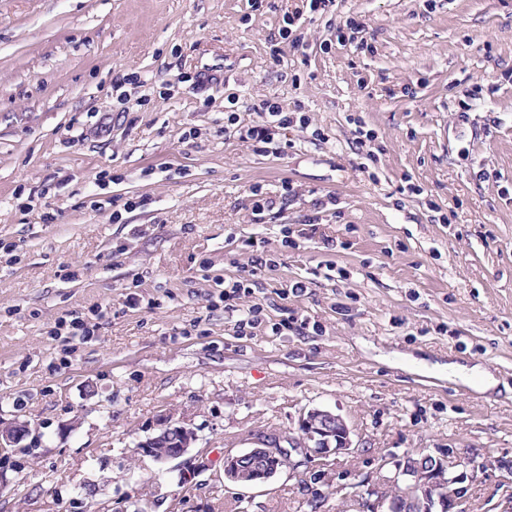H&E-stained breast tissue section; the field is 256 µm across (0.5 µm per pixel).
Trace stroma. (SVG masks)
<instances>
[{
	"label": "stroma",
	"instance_id": "obj_1",
	"mask_svg": "<svg viewBox=\"0 0 512 512\" xmlns=\"http://www.w3.org/2000/svg\"><path fill=\"white\" fill-rule=\"evenodd\" d=\"M351 20L361 41L339 44ZM264 99L323 139L294 127L258 153L225 132L229 111L266 124ZM357 117L377 135L367 169ZM286 182L287 204L255 214ZM251 268L252 294L211 309ZM244 302L263 309L250 336ZM62 318L93 336L54 335ZM313 408L344 418L353 450L225 481L221 451L287 446ZM162 413L196 432L178 461L193 480L137 452ZM15 421L31 433L0 452V512H366L351 488L417 448L467 472L466 512H502L512 0H0V424Z\"/></svg>",
	"mask_w": 512,
	"mask_h": 512
}]
</instances>
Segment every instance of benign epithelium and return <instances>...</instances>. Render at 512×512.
I'll return each mask as SVG.
<instances>
[{
  "instance_id": "1",
  "label": "benign epithelium",
  "mask_w": 512,
  "mask_h": 512,
  "mask_svg": "<svg viewBox=\"0 0 512 512\" xmlns=\"http://www.w3.org/2000/svg\"><path fill=\"white\" fill-rule=\"evenodd\" d=\"M156 426L155 435L138 442L136 447L162 467L186 455L197 440L192 428L167 414L158 416ZM299 431L298 441L286 452L260 443L242 452L224 453V480L245 486L264 484L281 470V460L287 453L309 461L351 450L350 428L341 415L331 410L307 411L299 420ZM24 437L20 424L0 426L1 448H17ZM160 439L172 443L171 453L155 454ZM465 479L462 472H448L447 459L420 448L404 454L385 482L366 484L364 497L369 512H458L460 501L455 485Z\"/></svg>"
}]
</instances>
